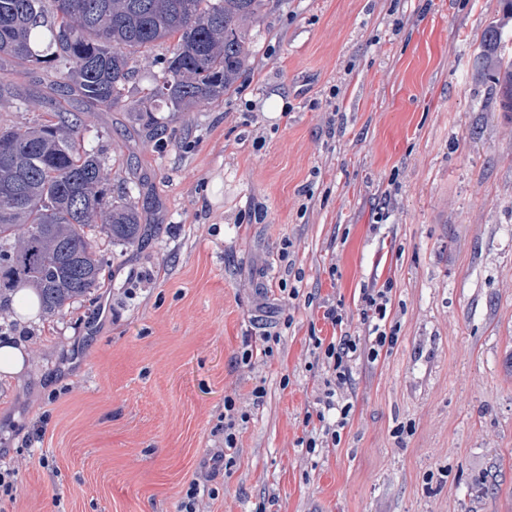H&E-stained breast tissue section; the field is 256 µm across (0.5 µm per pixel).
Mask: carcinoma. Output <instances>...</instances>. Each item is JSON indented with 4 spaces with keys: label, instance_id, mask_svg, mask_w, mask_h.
<instances>
[{
    "label": "carcinoma",
    "instance_id": "obj_1",
    "mask_svg": "<svg viewBox=\"0 0 512 512\" xmlns=\"http://www.w3.org/2000/svg\"><path fill=\"white\" fill-rule=\"evenodd\" d=\"M264 0H0V99L19 69L52 77L86 111L124 104L143 62L158 68L131 111L150 124L166 107L188 111L234 90L249 70L244 26ZM512 0L486 29L473 70L492 82L512 112ZM167 45L166 51L154 53ZM56 122L0 124V295L29 287L40 310L61 314L99 287L106 261L99 235L136 244L134 201L107 199L109 173L84 144V118L60 104Z\"/></svg>",
    "mask_w": 512,
    "mask_h": 512
}]
</instances>
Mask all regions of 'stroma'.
<instances>
[{"label":"stroma","instance_id":"35a3bbf8","mask_svg":"<svg viewBox=\"0 0 512 512\" xmlns=\"http://www.w3.org/2000/svg\"><path fill=\"white\" fill-rule=\"evenodd\" d=\"M502 9L265 0L235 90L146 126L129 110L153 83L142 68L126 106L90 115L85 145L146 233L64 315L0 317V344L28 351L0 380L18 488L0 512H178L195 477L203 512H512V114L472 68ZM31 94L17 77L0 116L51 119ZM371 280L393 285L398 340L354 366L340 444L307 452L309 338L333 336V305L364 335ZM269 334L273 356L243 366ZM258 383L232 466L210 468L225 397Z\"/></svg>","mask_w":512,"mask_h":512}]
</instances>
